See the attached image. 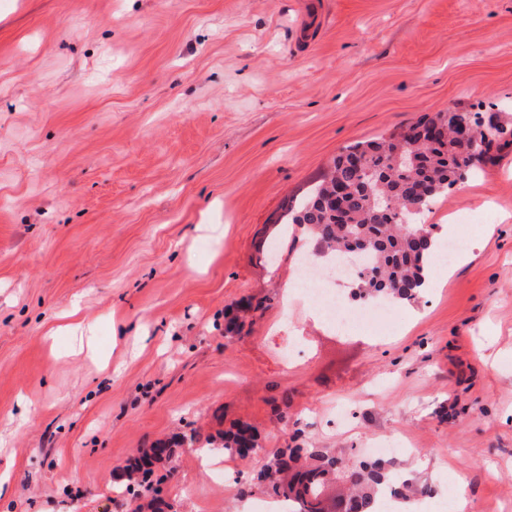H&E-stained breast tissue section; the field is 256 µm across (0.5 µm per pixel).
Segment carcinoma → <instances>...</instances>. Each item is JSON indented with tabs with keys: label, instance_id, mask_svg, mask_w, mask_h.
<instances>
[{
	"label": "carcinoma",
	"instance_id": "carcinoma-1",
	"mask_svg": "<svg viewBox=\"0 0 512 512\" xmlns=\"http://www.w3.org/2000/svg\"><path fill=\"white\" fill-rule=\"evenodd\" d=\"M418 124H440L448 131L432 140L412 127L406 136L392 134L346 147L292 219L304 231L306 244L325 256L342 260L357 252L363 257L349 278L360 300L383 297L412 302L424 292L433 249L440 241L433 229L417 223V216L482 163L481 157L457 150L454 129L473 125L475 137L488 151L512 145L511 121L484 124L477 112H438ZM398 151L404 161L397 165L392 156ZM423 228L427 236L419 239L416 231ZM223 441L224 453L230 456L264 454L254 485L282 495L291 512H376L377 501L387 492L399 501L435 494L427 484L394 479L391 464L383 459H353L320 448L287 447L265 453L245 426L224 434ZM151 474L145 471L138 481L152 497L136 512L171 508L156 496ZM332 477L341 482L342 490L328 511L321 495Z\"/></svg>",
	"mask_w": 512,
	"mask_h": 512
}]
</instances>
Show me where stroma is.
Wrapping results in <instances>:
<instances>
[{
  "mask_svg": "<svg viewBox=\"0 0 512 512\" xmlns=\"http://www.w3.org/2000/svg\"><path fill=\"white\" fill-rule=\"evenodd\" d=\"M461 106L512 115V0H0V512H130L124 468L162 443L177 512H256L254 460L201 463L239 424L269 451L403 441L405 478L512 512V146L425 213L481 224L395 326L283 296L287 207Z\"/></svg>",
  "mask_w": 512,
  "mask_h": 512,
  "instance_id": "obj_1",
  "label": "stroma"
}]
</instances>
